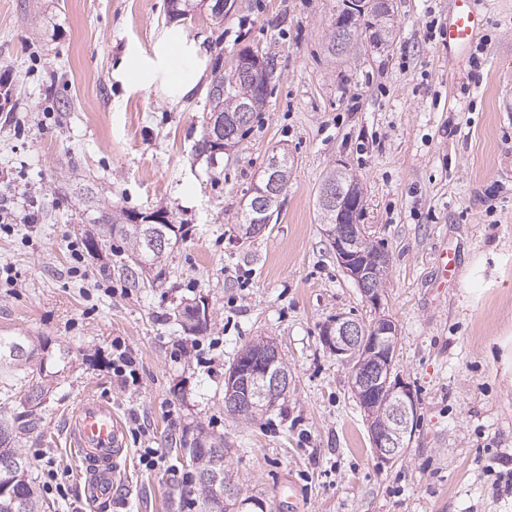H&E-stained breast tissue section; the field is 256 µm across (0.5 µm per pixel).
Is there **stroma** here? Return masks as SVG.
<instances>
[{"instance_id":"35a3bbf8","label":"stroma","mask_w":512,"mask_h":512,"mask_svg":"<svg viewBox=\"0 0 512 512\" xmlns=\"http://www.w3.org/2000/svg\"><path fill=\"white\" fill-rule=\"evenodd\" d=\"M339 0H237L215 27L182 26L209 53L208 75L244 48L273 57L267 105L230 153L196 151L205 89L170 106L161 87L113 73L128 46L151 52L167 0H0V336L35 356L0 377L14 402L42 386L20 445L33 477L56 472L65 496L44 512H175L194 473L177 450L223 436L229 473L264 512H512V0H480L486 19L466 54L442 39L453 0H396L392 47L328 53ZM479 57L480 68L470 66ZM293 162L277 217L239 241L243 196L272 151ZM345 161L364 193L362 224L390 256L381 310L336 262L316 197ZM166 210L178 241L154 268L130 266L112 239L89 246L101 207ZM36 223H24L26 214ZM456 284L433 283L440 249ZM204 300L188 335L174 308ZM398 328L394 373L418 403L410 447L375 456L349 367L322 342L336 315ZM273 341L292 384L248 423L224 409L239 349ZM137 361L138 385L112 376V343ZM107 399L128 434L122 494L97 509L64 434L84 396ZM163 456L144 469L140 449Z\"/></svg>"}]
</instances>
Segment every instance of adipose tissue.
Here are the masks:
<instances>
[{
	"mask_svg": "<svg viewBox=\"0 0 512 512\" xmlns=\"http://www.w3.org/2000/svg\"><path fill=\"white\" fill-rule=\"evenodd\" d=\"M208 56L201 41L188 37L181 25L162 31L151 53L128 48L116 78L132 88L163 85L170 104H178L199 87L207 70Z\"/></svg>",
	"mask_w": 512,
	"mask_h": 512,
	"instance_id": "ef3b65f1",
	"label": "adipose tissue"
}]
</instances>
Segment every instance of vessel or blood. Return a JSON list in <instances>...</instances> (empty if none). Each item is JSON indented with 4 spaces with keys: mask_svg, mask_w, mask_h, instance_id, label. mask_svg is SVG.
<instances>
[{
    "mask_svg": "<svg viewBox=\"0 0 512 512\" xmlns=\"http://www.w3.org/2000/svg\"><path fill=\"white\" fill-rule=\"evenodd\" d=\"M457 9L444 31L449 49L462 51L472 43L482 24L476 0H454ZM68 445L86 469L85 497L93 505L111 503L119 492L117 464L127 452L126 430L109 401L84 397L67 418Z\"/></svg>",
    "mask_w": 512,
    "mask_h": 512,
    "instance_id": "vessel-or-blood-1",
    "label": "vessel or blood"
}]
</instances>
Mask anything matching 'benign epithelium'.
<instances>
[{"label": "benign epithelium", "mask_w": 512, "mask_h": 512, "mask_svg": "<svg viewBox=\"0 0 512 512\" xmlns=\"http://www.w3.org/2000/svg\"><path fill=\"white\" fill-rule=\"evenodd\" d=\"M212 16L220 20L232 13L236 0H202ZM364 13L357 0H343L341 17L348 25H357L359 15ZM238 75L248 94L267 89L270 70L262 53L249 50L235 58ZM247 118L239 113L231 120L224 119L220 107L206 113L205 124L216 150L229 151L236 146L235 128ZM287 180L285 166L280 158L268 160L260 182L253 185L249 194L253 196L251 207L260 215L255 223L240 229V236L248 238L265 229V215L280 207L283 186ZM364 198L359 190H352L338 207L336 218L347 210L363 207ZM129 224H157L150 248L157 257H163L171 245L168 216L160 211L148 217L135 213L127 220ZM324 234L329 239L342 271L359 289L365 300L375 307L381 306L384 289L376 278L390 263L388 253L368 255L365 249L367 234L360 224L349 225V233L334 235L330 226ZM398 336L394 321L382 314L370 324L362 323L344 315H338L326 327L323 341L328 350L350 367V384L366 417L371 434L373 451L378 459L388 464L410 446L414 437L417 403L410 388L393 375L395 349L388 340ZM291 385L288 366L283 361L277 345L264 341L259 349L246 352L224 377V403L237 412L261 415L288 393ZM204 476L218 482L224 481V500H234L238 491L225 472L212 468Z\"/></svg>", "instance_id": "obj_1"}]
</instances>
